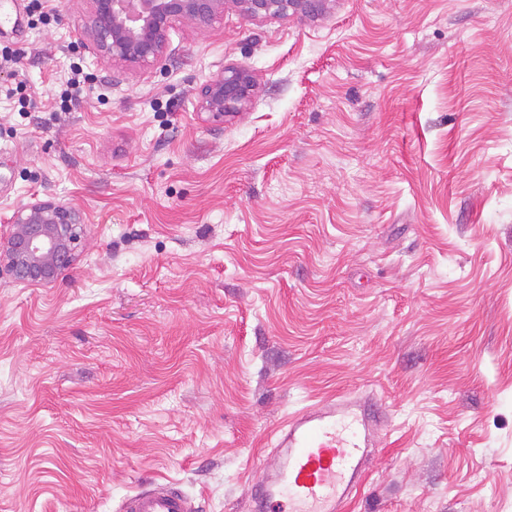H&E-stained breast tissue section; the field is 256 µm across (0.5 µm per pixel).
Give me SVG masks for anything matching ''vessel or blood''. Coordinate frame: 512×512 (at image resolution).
Masks as SVG:
<instances>
[{
	"instance_id": "vessel-or-blood-1",
	"label": "vessel or blood",
	"mask_w": 512,
	"mask_h": 512,
	"mask_svg": "<svg viewBox=\"0 0 512 512\" xmlns=\"http://www.w3.org/2000/svg\"><path fill=\"white\" fill-rule=\"evenodd\" d=\"M388 414L370 393H346L289 417L252 486V512H349L362 490L368 463L381 447ZM121 512H197L192 498L171 483L125 496Z\"/></svg>"
}]
</instances>
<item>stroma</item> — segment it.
<instances>
[{"label":"stroma","mask_w":512,"mask_h":512,"mask_svg":"<svg viewBox=\"0 0 512 512\" xmlns=\"http://www.w3.org/2000/svg\"><path fill=\"white\" fill-rule=\"evenodd\" d=\"M56 5L0 24V226L85 233L53 287L0 278V512H250L275 429L359 386L389 422L351 512H512V0L228 13L145 69ZM228 65L251 103L197 111ZM122 512H197L194 500L172 483H154L125 496Z\"/></svg>","instance_id":"stroma-1"}]
</instances>
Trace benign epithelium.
Listing matches in <instances>:
<instances>
[{
	"label": "benign epithelium",
	"mask_w": 512,
	"mask_h": 512,
	"mask_svg": "<svg viewBox=\"0 0 512 512\" xmlns=\"http://www.w3.org/2000/svg\"><path fill=\"white\" fill-rule=\"evenodd\" d=\"M84 26L86 45L103 65H153L169 47L178 24L212 29L233 11L244 19L315 20L335 0H90ZM256 90L252 71L227 66L200 90L198 110L217 116L243 111ZM84 217L77 208L53 200H35L17 209L0 232V274L17 285L52 287L75 259Z\"/></svg>",
	"instance_id": "1"
}]
</instances>
